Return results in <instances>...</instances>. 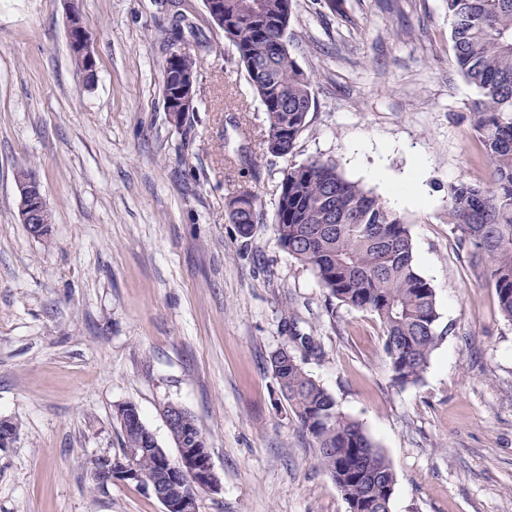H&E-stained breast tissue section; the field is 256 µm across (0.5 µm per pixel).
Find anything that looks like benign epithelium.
<instances>
[{"label": "benign epithelium", "mask_w": 512, "mask_h": 512, "mask_svg": "<svg viewBox=\"0 0 512 512\" xmlns=\"http://www.w3.org/2000/svg\"><path fill=\"white\" fill-rule=\"evenodd\" d=\"M67 42L71 53L80 57L85 66L81 71L83 81L90 85L98 76V65L92 50L91 35L75 8L67 12ZM167 112L172 122L193 110L194 93L192 76L179 77L175 96L166 100ZM19 212L22 223L36 236L44 230L43 218L48 203L40 179L35 173L20 169L15 175ZM171 433H179L187 424L180 405L169 403L162 411ZM165 459L164 466L153 476H144L133 463L141 449H126L127 460L115 462L110 458L94 468V476L101 484L114 480L132 482L150 489L163 504L164 512H199V492L216 493L221 490V480L215 472L208 448L177 449L172 458L162 448L156 447Z\"/></svg>", "instance_id": "obj_1"}]
</instances>
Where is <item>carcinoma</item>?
I'll return each instance as SVG.
<instances>
[{
  "label": "carcinoma",
  "mask_w": 512,
  "mask_h": 512,
  "mask_svg": "<svg viewBox=\"0 0 512 512\" xmlns=\"http://www.w3.org/2000/svg\"><path fill=\"white\" fill-rule=\"evenodd\" d=\"M224 0V40L234 48L266 123L262 154H293L308 127L313 103L312 78L288 49L293 0ZM453 18L452 63L477 90L470 123L482 144L490 181L448 184L447 219L462 244L480 256L482 275L494 285L499 310L512 321V0H447ZM193 24L184 13L170 20L172 40L180 41ZM201 42L178 57V66L200 76ZM230 213L243 237L263 223L257 196L243 192ZM274 232L282 248L311 270L335 304L366 312L380 323L391 386L418 384L441 336L431 283L415 259L407 220L358 181L347 179L334 160L313 159L283 170L276 201ZM287 341L268 357L278 393L301 434L317 450V461L348 504V512H390L396 473L363 425L339 409L336 398L315 380L306 363L324 352L311 336L297 332L294 319L283 324ZM139 412L132 402L117 406L123 447L138 444L128 419ZM154 452L136 457L146 475L160 469Z\"/></svg>",
  "instance_id": "1"
}]
</instances>
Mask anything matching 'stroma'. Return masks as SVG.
<instances>
[{"label": "stroma", "instance_id": "1", "mask_svg": "<svg viewBox=\"0 0 512 512\" xmlns=\"http://www.w3.org/2000/svg\"><path fill=\"white\" fill-rule=\"evenodd\" d=\"M182 5L208 49L201 106L178 126L156 0H76L90 88L62 0H0V419L17 426L0 447V512H163L139 485L95 481L94 461L122 453L124 402L169 455L165 404L206 434L222 489L200 512H348L268 368L291 314L327 354L308 372L391 461V512H512V322L446 216L449 183L489 180L446 0H344L341 16L294 0L289 49L314 102L285 158L261 155L262 108L204 0ZM314 158L382 197L376 164L424 163L426 195L400 212L444 338L418 385L391 387L379 322L327 311L277 241L282 172ZM21 168L44 186L47 236L21 222ZM243 187L265 218L249 238L228 210ZM67 42L71 53L80 57L85 66L80 71L83 81L90 85L95 82L98 76V65L95 54L92 50L91 35L84 25L79 12L71 6L67 12ZM70 53V57L77 69H80V62Z\"/></svg>", "mask_w": 512, "mask_h": 512}]
</instances>
